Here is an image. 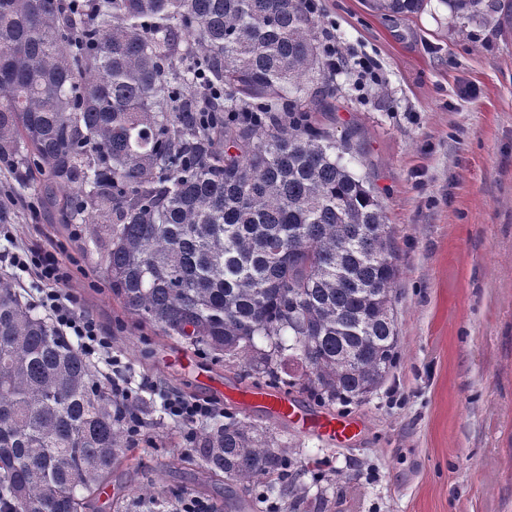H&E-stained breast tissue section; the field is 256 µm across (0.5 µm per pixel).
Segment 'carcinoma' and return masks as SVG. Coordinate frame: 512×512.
Returning <instances> with one entry per match:
<instances>
[{
	"label": "carcinoma",
	"instance_id": "1",
	"mask_svg": "<svg viewBox=\"0 0 512 512\" xmlns=\"http://www.w3.org/2000/svg\"><path fill=\"white\" fill-rule=\"evenodd\" d=\"M309 0H0V162L84 233L138 321L273 388L359 402L397 360V256L358 151L320 116ZM384 16L428 0H369ZM484 19L495 0H440ZM265 347L259 348L256 340ZM123 402L0 276V512H94ZM205 473L296 496L299 461L233 412L188 429ZM159 495L137 493L139 512Z\"/></svg>",
	"mask_w": 512,
	"mask_h": 512
}]
</instances>
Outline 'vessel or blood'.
I'll return each instance as SVG.
<instances>
[{
	"label": "vessel or blood",
	"mask_w": 512,
	"mask_h": 512,
	"mask_svg": "<svg viewBox=\"0 0 512 512\" xmlns=\"http://www.w3.org/2000/svg\"><path fill=\"white\" fill-rule=\"evenodd\" d=\"M249 398L279 418L291 421L300 433H314L330 440L342 442L351 438L356 432L353 421L329 415L312 413L300 407L288 395L273 393L265 389L250 391Z\"/></svg>",
	"instance_id": "b4317fda"
}]
</instances>
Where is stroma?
I'll return each instance as SVG.
<instances>
[{"instance_id":"35a3bbf8","label":"stroma","mask_w":512,"mask_h":512,"mask_svg":"<svg viewBox=\"0 0 512 512\" xmlns=\"http://www.w3.org/2000/svg\"><path fill=\"white\" fill-rule=\"evenodd\" d=\"M319 13L353 58L333 76V127L340 137L361 128L364 157L348 165L378 189L398 254L399 361L367 399L327 409L360 422L349 443L299 434L217 394V382L248 389L264 380L245 358L190 348L128 314L88 243L0 165V192L12 199L0 274L37 302L45 283L12 256L64 247L68 289L150 409V425L112 466L99 512H130L147 485L167 512L189 494L213 512H244L241 488L206 477L185 425L161 408L163 390L231 408L296 453L299 510L285 499L259 512H512V25L452 20L438 0L412 18L378 16L365 0H320ZM359 58L379 83H359Z\"/></svg>"}]
</instances>
